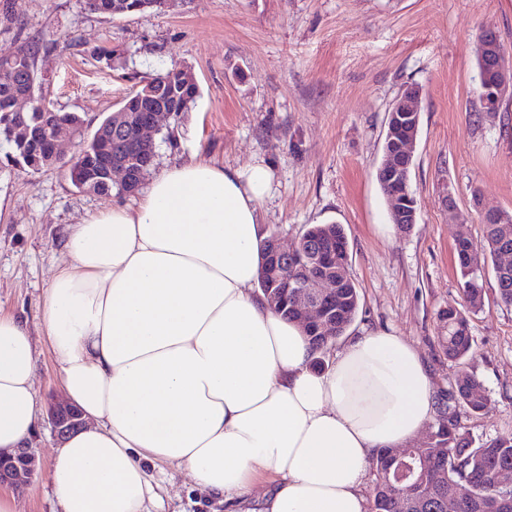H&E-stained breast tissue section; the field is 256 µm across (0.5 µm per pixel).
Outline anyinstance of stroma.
Returning a JSON list of instances; mask_svg holds the SVG:
<instances>
[{
	"mask_svg": "<svg viewBox=\"0 0 512 512\" xmlns=\"http://www.w3.org/2000/svg\"><path fill=\"white\" fill-rule=\"evenodd\" d=\"M494 28L512 62V0H176L165 12L108 16L83 0H0V48L42 47L43 94L90 127L161 69H191L200 94L157 138L154 170L207 158L242 169H272L260 205L269 231L293 239L308 224H338L360 308L344 340L388 331L426 364L435 399L445 402L455 369L442 351L439 314L463 307L455 242L479 239L483 206L512 211V100L480 108L477 36ZM409 85L422 90L410 186L417 222L383 234L386 198L376 179L388 111ZM0 147V315L26 320L35 353L40 411L31 440L36 473L17 495L18 512H52L51 463L57 441L48 421L62 395L60 363L42 324L56 272L69 262L64 241L80 223L126 194L76 188L64 171L34 172ZM467 215L448 218L449 202ZM471 317L470 369L490 398L485 414L462 418L477 440L512 436V306L487 278ZM164 512H227L186 470L153 469Z\"/></svg>",
	"mask_w": 512,
	"mask_h": 512,
	"instance_id": "1",
	"label": "stroma"
}]
</instances>
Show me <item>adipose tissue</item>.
I'll use <instances>...</instances> for the list:
<instances>
[{
    "label": "adipose tissue",
    "instance_id": "ef3b65f1",
    "mask_svg": "<svg viewBox=\"0 0 512 512\" xmlns=\"http://www.w3.org/2000/svg\"><path fill=\"white\" fill-rule=\"evenodd\" d=\"M272 170L207 159L164 168L132 205L72 225L70 263L45 296L63 389L92 423L57 450L55 512H156L148 466L190 472L242 512H367L366 466L434 418L417 351L366 332L326 371L303 330L257 285ZM34 350L25 321L0 317V448L36 432Z\"/></svg>",
    "mask_w": 512,
    "mask_h": 512
}]
</instances>
